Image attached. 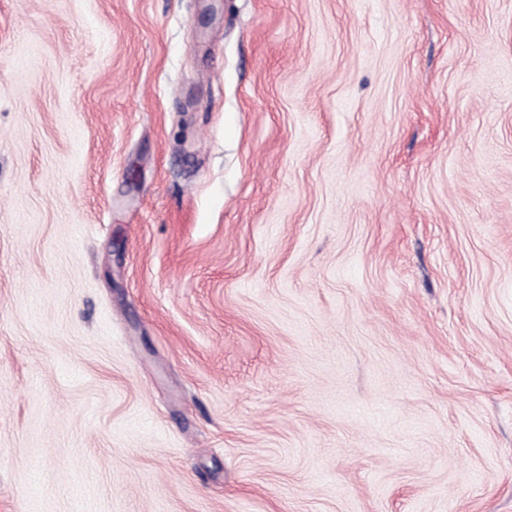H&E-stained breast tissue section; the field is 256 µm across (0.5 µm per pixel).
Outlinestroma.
I'll list each match as a JSON object with an SVG mask.
<instances>
[{
    "instance_id": "stroma-1",
    "label": "stroma",
    "mask_w": 512,
    "mask_h": 512,
    "mask_svg": "<svg viewBox=\"0 0 512 512\" xmlns=\"http://www.w3.org/2000/svg\"><path fill=\"white\" fill-rule=\"evenodd\" d=\"M0 512H512V0H0Z\"/></svg>"
}]
</instances>
